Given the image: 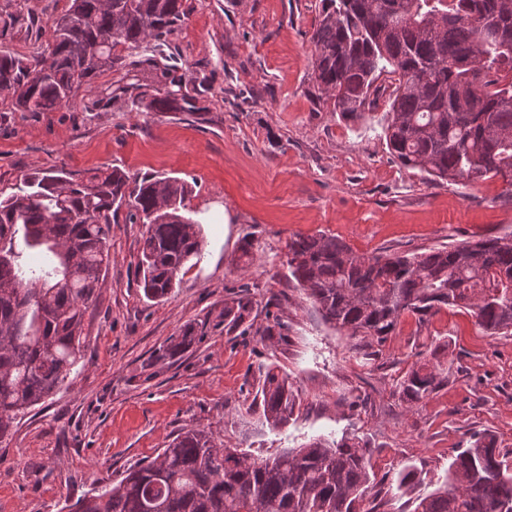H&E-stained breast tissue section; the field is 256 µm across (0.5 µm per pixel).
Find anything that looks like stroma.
I'll return each mask as SVG.
<instances>
[{
    "label": "stroma",
    "instance_id": "35a3bbf8",
    "mask_svg": "<svg viewBox=\"0 0 512 512\" xmlns=\"http://www.w3.org/2000/svg\"><path fill=\"white\" fill-rule=\"evenodd\" d=\"M20 3L18 27L0 30V52L27 56L35 39L25 25L50 40L70 0ZM184 6L171 43L180 74L209 87L202 114L93 111L86 88L68 108L12 112L0 92V194L52 168L78 178L112 166L176 176L193 187L186 205L204 240L201 260L181 269L165 298L150 300L135 277L145 227L112 224V261L84 318L82 366L0 442V512H64L191 427L256 458L353 431L373 448L379 489L413 463L433 479L424 494L474 435L492 433L512 450V335H485L463 308L425 323L407 312L366 357L323 321L286 264L296 234L332 235L365 256L512 236V187L498 178L436 183L400 165L383 135L386 98L355 121L314 104L310 37L321 0ZM239 296L251 299L255 325L280 320L284 338L226 334L224 302ZM188 325L191 346L159 360ZM435 340L448 345V382L408 404L398 384L430 360ZM271 363L301 394L299 413L276 429L243 410L259 366Z\"/></svg>",
    "mask_w": 512,
    "mask_h": 512
}]
</instances>
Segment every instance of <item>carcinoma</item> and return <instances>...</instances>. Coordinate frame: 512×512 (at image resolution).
I'll return each instance as SVG.
<instances>
[{
	"instance_id": "carcinoma-1",
	"label": "carcinoma",
	"mask_w": 512,
	"mask_h": 512,
	"mask_svg": "<svg viewBox=\"0 0 512 512\" xmlns=\"http://www.w3.org/2000/svg\"><path fill=\"white\" fill-rule=\"evenodd\" d=\"M70 0L51 41L28 57L0 54V91L14 112H53L71 104L100 75L116 80L95 104L131 112L199 115L203 83L189 85L159 52L185 22L183 0ZM314 102H332L348 120L389 93L384 138L408 169L438 181L471 183L512 176V0H322L312 36ZM149 75L130 81L133 70ZM192 186L178 177H134L118 167L75 180L64 170L24 177L0 197V441L18 416L43 403L82 361L83 317L110 265V224H143L140 287L162 298L186 262L201 258L198 222L182 213ZM291 276L322 319L345 330L369 354L411 312L422 321L443 308L472 310L490 336L512 335V238L412 254L360 256L334 236L295 234L287 244ZM38 251L42 264L23 256ZM252 301L224 303V331L243 328ZM188 326L163 349L188 348ZM265 421L288 425L300 395L288 375L259 366ZM448 382L442 364L406 373L400 395L417 403ZM373 449L355 434L313 438L258 460L216 443L204 429L183 430L150 462L77 499L70 512H360L375 487ZM412 464L389 482L402 497L425 482ZM413 512H512V455L494 435H476L457 451L448 480L413 500Z\"/></svg>"
}]
</instances>
